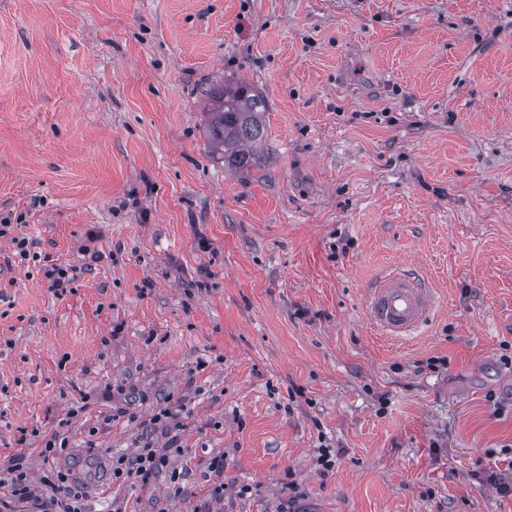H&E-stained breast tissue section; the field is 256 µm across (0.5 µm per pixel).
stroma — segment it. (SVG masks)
<instances>
[{
	"instance_id": "obj_1",
	"label": "stroma",
	"mask_w": 512,
	"mask_h": 512,
	"mask_svg": "<svg viewBox=\"0 0 512 512\" xmlns=\"http://www.w3.org/2000/svg\"><path fill=\"white\" fill-rule=\"evenodd\" d=\"M227 79L268 102L242 170ZM1 218L85 272L0 270V463L61 434L85 512H512V0H0ZM393 270L412 336L367 316ZM164 407L167 466L114 477ZM209 136L224 147V166L237 170L254 161V144L262 137L260 116L266 112L264 96L247 83L224 84L210 89ZM43 276L49 284V288L56 295H63L73 288L71 285L78 279L82 269L74 265L66 264H44L41 266ZM434 306L435 296L426 283L403 272L382 277L367 299L371 322L386 335L396 337L416 333Z\"/></svg>"
}]
</instances>
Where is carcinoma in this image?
Wrapping results in <instances>:
<instances>
[{
	"mask_svg": "<svg viewBox=\"0 0 512 512\" xmlns=\"http://www.w3.org/2000/svg\"><path fill=\"white\" fill-rule=\"evenodd\" d=\"M209 136L224 148V166L230 170L254 161V144L262 137L260 116L267 110L264 96L247 83L225 84L209 90Z\"/></svg>",
	"mask_w": 512,
	"mask_h": 512,
	"instance_id": "obj_1",
	"label": "carcinoma"
}]
</instances>
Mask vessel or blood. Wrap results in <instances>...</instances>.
<instances>
[{
    "instance_id": "vessel-or-blood-1",
    "label": "vessel or blood",
    "mask_w": 512,
    "mask_h": 512,
    "mask_svg": "<svg viewBox=\"0 0 512 512\" xmlns=\"http://www.w3.org/2000/svg\"><path fill=\"white\" fill-rule=\"evenodd\" d=\"M434 306L435 296L426 283L403 272L382 277L367 299L371 322L386 335L396 337L416 333Z\"/></svg>"
}]
</instances>
